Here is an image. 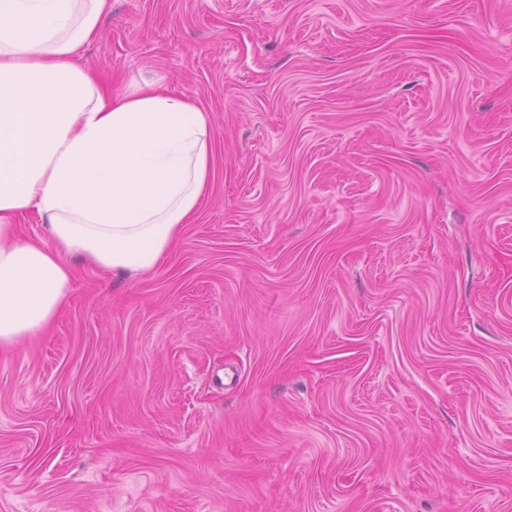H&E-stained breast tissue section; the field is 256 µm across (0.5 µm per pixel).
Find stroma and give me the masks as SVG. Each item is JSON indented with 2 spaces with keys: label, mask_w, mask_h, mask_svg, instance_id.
Masks as SVG:
<instances>
[{
  "label": "stroma",
  "mask_w": 512,
  "mask_h": 512,
  "mask_svg": "<svg viewBox=\"0 0 512 512\" xmlns=\"http://www.w3.org/2000/svg\"><path fill=\"white\" fill-rule=\"evenodd\" d=\"M75 60L213 177L0 349V512H512V0H112Z\"/></svg>",
  "instance_id": "1"
}]
</instances>
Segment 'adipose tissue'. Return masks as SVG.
<instances>
[{"label":"adipose tissue","mask_w":512,"mask_h":512,"mask_svg":"<svg viewBox=\"0 0 512 512\" xmlns=\"http://www.w3.org/2000/svg\"><path fill=\"white\" fill-rule=\"evenodd\" d=\"M112 0H0V344L39 335L67 303L79 255L155 269L212 178L207 112L145 85L103 88L77 65ZM36 213L45 234L20 240Z\"/></svg>","instance_id":"ef3b65f1"}]
</instances>
